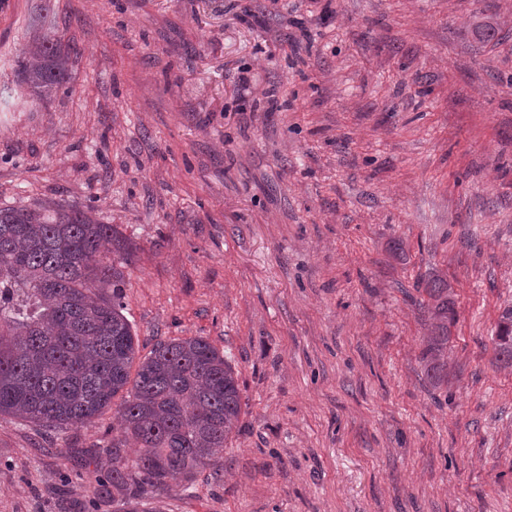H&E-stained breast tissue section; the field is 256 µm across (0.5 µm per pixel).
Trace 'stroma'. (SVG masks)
<instances>
[{"instance_id":"stroma-1","label":"stroma","mask_w":512,"mask_h":512,"mask_svg":"<svg viewBox=\"0 0 512 512\" xmlns=\"http://www.w3.org/2000/svg\"><path fill=\"white\" fill-rule=\"evenodd\" d=\"M41 27L76 60L36 100L14 59ZM4 86L0 207L114 227L139 355L231 357L224 467L162 512H512V0H0ZM116 423L1 415L0 512L88 502ZM448 283L433 280L425 288L431 304L432 336H428L427 344L421 352V360L425 362L427 375L435 385L444 379L446 364L443 354L448 349L451 336L450 327L453 325L454 303L448 293ZM492 340L497 361L512 367V306L500 312Z\"/></svg>"}]
</instances>
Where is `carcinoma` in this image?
Wrapping results in <instances>:
<instances>
[{
  "label": "carcinoma",
  "instance_id": "obj_1",
  "mask_svg": "<svg viewBox=\"0 0 512 512\" xmlns=\"http://www.w3.org/2000/svg\"><path fill=\"white\" fill-rule=\"evenodd\" d=\"M73 62L60 37L38 28L17 54L18 80L42 97ZM109 241L124 249L112 225L76 206L0 207V415L84 427L120 399L112 472L96 479L93 496L110 486L117 512H156L149 499L170 480L223 465L241 397L231 360L202 337L161 341L135 362L123 273L102 250ZM426 293L433 323L421 360L438 385L454 303L443 281ZM493 343L497 361L512 367V306L500 312Z\"/></svg>",
  "mask_w": 512,
  "mask_h": 512
}]
</instances>
